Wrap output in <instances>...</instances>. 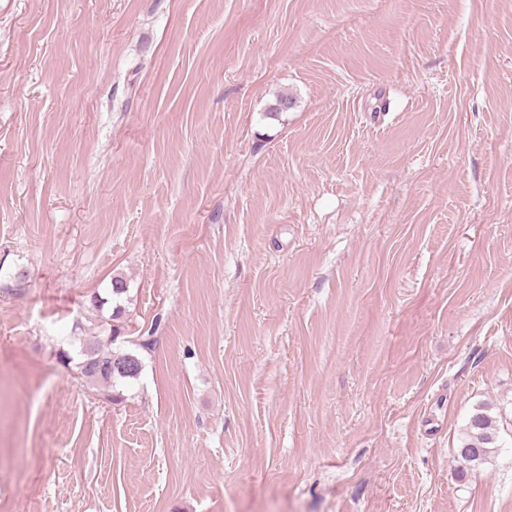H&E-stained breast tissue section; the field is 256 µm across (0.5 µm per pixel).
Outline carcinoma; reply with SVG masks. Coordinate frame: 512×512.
<instances>
[{
  "instance_id": "obj_1",
  "label": "carcinoma",
  "mask_w": 512,
  "mask_h": 512,
  "mask_svg": "<svg viewBox=\"0 0 512 512\" xmlns=\"http://www.w3.org/2000/svg\"><path fill=\"white\" fill-rule=\"evenodd\" d=\"M127 292V281L116 276L111 280L110 298L96 295L93 297V305L101 308L109 302L113 303L111 320L116 322L124 314L121 300ZM110 332L109 345L100 344L95 336H87L80 343L78 360H73L67 353L61 354V359L68 364L75 363L79 378L88 385L109 391L107 398L113 401L120 397L119 387L138 381L144 369L141 352L152 349L155 339L152 335L140 336L135 340H124L117 346L115 342L120 338V327L113 324ZM114 349L130 356L129 366L122 371L108 370ZM463 448L470 449V455L465 457V462L473 466L485 462L500 448L497 418L492 415L488 406L479 405L469 415L456 451Z\"/></svg>"
}]
</instances>
